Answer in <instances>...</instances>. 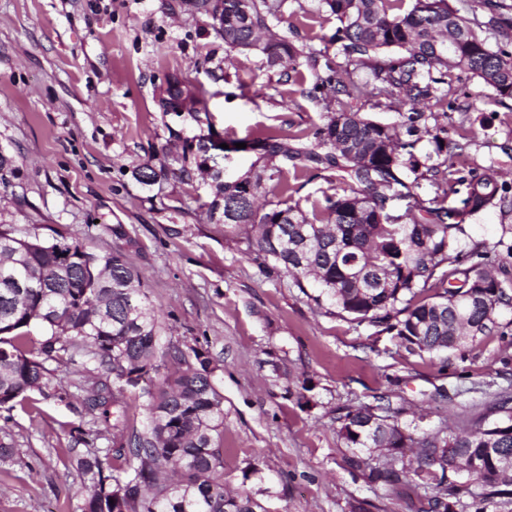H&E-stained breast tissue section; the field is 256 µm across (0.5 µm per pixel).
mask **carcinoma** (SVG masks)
<instances>
[{
	"label": "carcinoma",
	"mask_w": 512,
	"mask_h": 512,
	"mask_svg": "<svg viewBox=\"0 0 512 512\" xmlns=\"http://www.w3.org/2000/svg\"><path fill=\"white\" fill-rule=\"evenodd\" d=\"M321 0L337 21L334 52L295 45L276 30L286 0H201L197 12L231 49L253 51L277 75L292 79L287 61L306 58L313 78L309 97L322 106L323 123L284 135L267 127L228 140L224 155L255 157L242 174L211 166L209 136L197 139L213 198L210 214L224 210V235L247 243L267 275L302 289L320 288L350 321L367 322L398 339L407 352L431 359L460 350L482 336H505L499 321L512 294L489 268L488 250L469 233L466 219L491 208L512 207L492 174L463 175L450 157L468 144L448 141V113L432 107L448 96L452 72L469 73L498 99L512 98V41L492 48L454 0ZM486 29L508 36L512 5L488 0ZM220 10V16L213 11ZM368 72L375 107L409 106L394 124H382L351 101L362 93L354 80ZM427 140L425 160L416 145ZM309 169L332 170L341 187L324 204L305 209L292 201L288 178ZM274 182L282 198L258 204ZM159 315L138 271L122 249L96 255L79 243L47 242L39 235L0 229V407L35 393L47 395L48 364L82 355L96 374L79 386L77 413L112 423V444L77 458L86 488L80 512H265L248 495L224 487V459L216 443L224 429L223 397L209 355L176 346L178 364L160 374ZM40 338L31 336L32 330ZM139 390L148 427L124 434L127 393ZM370 408L340 418L339 436L350 448L393 456L418 449L416 464L394 469L373 456L347 458L372 485L412 492L417 512H456L461 489L438 497L446 471L463 472L488 487L512 471V395L489 401L491 420L459 430L406 433L389 414L362 418Z\"/></svg>",
	"instance_id": "obj_1"
}]
</instances>
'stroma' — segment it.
Masks as SVG:
<instances>
[{
    "instance_id": "obj_1",
    "label": "stroma",
    "mask_w": 512,
    "mask_h": 512,
    "mask_svg": "<svg viewBox=\"0 0 512 512\" xmlns=\"http://www.w3.org/2000/svg\"><path fill=\"white\" fill-rule=\"evenodd\" d=\"M290 38L321 50L336 28L319 0H288ZM301 80L278 84L259 55L225 46L208 17L182 0H0V225L65 238L103 255L119 247L139 271L162 323L159 345L208 353L224 401L227 490L266 512H408L388 487L346 466L352 450L339 416L388 397L399 426L433 432L485 415L480 386L512 390V335L485 336L446 366L407 353L388 334L317 307L299 288L266 276L243 244L224 236L204 206L210 183L176 172L197 136L242 139L264 127L294 132L321 124ZM210 91V125L161 112L167 75ZM448 111V137L467 143L456 168L496 174L512 196V100L462 75ZM154 184L133 175L142 164ZM472 237L493 245L497 276L512 282L498 241L512 209L472 217ZM66 403L39 397L0 408V512H80L74 428Z\"/></svg>"
}]
</instances>
